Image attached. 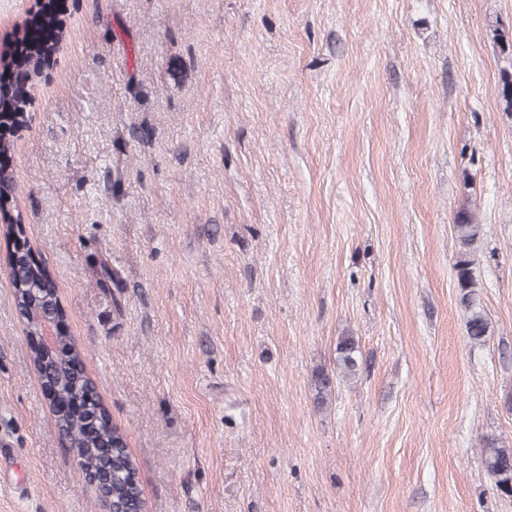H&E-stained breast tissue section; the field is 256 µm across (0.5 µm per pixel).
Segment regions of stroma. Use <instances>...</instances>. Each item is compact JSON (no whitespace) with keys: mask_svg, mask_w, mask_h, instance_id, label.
I'll use <instances>...</instances> for the list:
<instances>
[{"mask_svg":"<svg viewBox=\"0 0 512 512\" xmlns=\"http://www.w3.org/2000/svg\"><path fill=\"white\" fill-rule=\"evenodd\" d=\"M512 0H65L0 226V512H98L8 275L52 273L149 512H512ZM483 234L466 336L458 211ZM355 378L312 385L339 337ZM333 377L327 370L317 369L314 371L312 381L315 391V401L319 408H324L331 399L334 389ZM481 455L497 490L504 496L512 497V448L500 447L494 441L486 440Z\"/></svg>","mask_w":512,"mask_h":512,"instance_id":"obj_1","label":"stroma"}]
</instances>
